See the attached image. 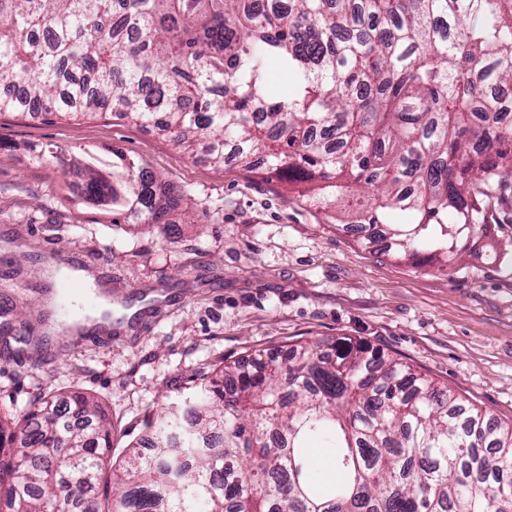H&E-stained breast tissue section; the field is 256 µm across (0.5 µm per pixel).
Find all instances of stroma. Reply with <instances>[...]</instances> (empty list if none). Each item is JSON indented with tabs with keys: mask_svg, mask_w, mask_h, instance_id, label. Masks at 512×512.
Listing matches in <instances>:
<instances>
[{
	"mask_svg": "<svg viewBox=\"0 0 512 512\" xmlns=\"http://www.w3.org/2000/svg\"><path fill=\"white\" fill-rule=\"evenodd\" d=\"M115 148L179 190L168 234L83 195L84 153ZM302 192L112 116L0 112V414L90 395L117 455L219 364L350 337L512 421V192L448 267L364 246Z\"/></svg>",
	"mask_w": 512,
	"mask_h": 512,
	"instance_id": "stroma-1",
	"label": "stroma"
}]
</instances>
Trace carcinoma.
<instances>
[{
  "label": "carcinoma",
  "instance_id": "carcinoma-1",
  "mask_svg": "<svg viewBox=\"0 0 512 512\" xmlns=\"http://www.w3.org/2000/svg\"><path fill=\"white\" fill-rule=\"evenodd\" d=\"M291 77L269 88L268 61ZM0 112L108 110L224 165L307 185L361 242L455 256L488 237L482 197L512 187V0H0ZM86 198L159 227L170 189L119 149ZM190 419L116 459L83 393L0 418L9 512H512V422L348 337L296 344L194 382ZM335 478L312 479V449Z\"/></svg>",
  "mask_w": 512,
  "mask_h": 512
}]
</instances>
